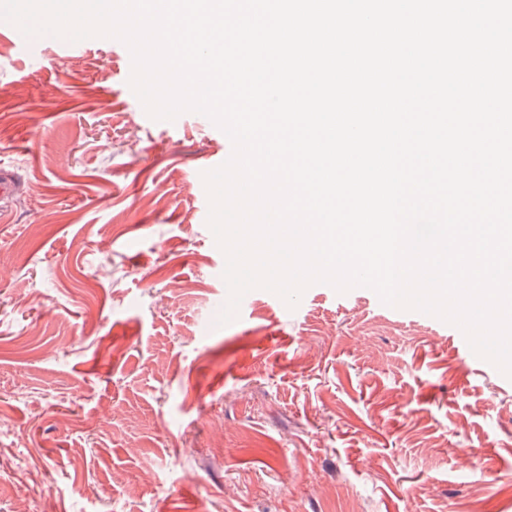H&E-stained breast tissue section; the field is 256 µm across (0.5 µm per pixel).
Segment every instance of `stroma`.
Here are the masks:
<instances>
[{
	"mask_svg": "<svg viewBox=\"0 0 512 512\" xmlns=\"http://www.w3.org/2000/svg\"><path fill=\"white\" fill-rule=\"evenodd\" d=\"M20 36L0 21V512H512V379L364 287L254 289L218 326L191 183L229 140L138 113L116 41ZM16 190V179L14 173L2 170L0 173V221L10 223V212L7 203L13 197Z\"/></svg>",
	"mask_w": 512,
	"mask_h": 512,
	"instance_id": "1",
	"label": "stroma"
}]
</instances>
